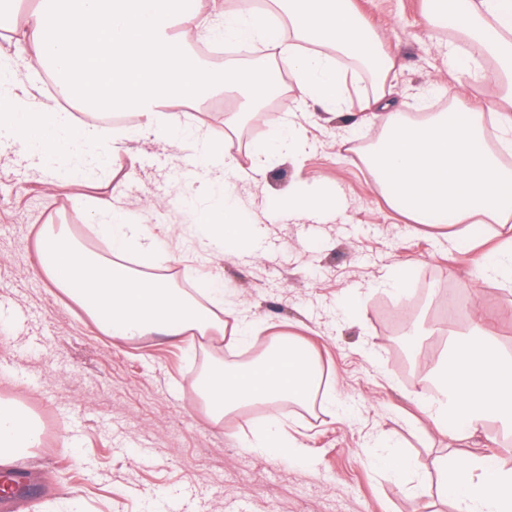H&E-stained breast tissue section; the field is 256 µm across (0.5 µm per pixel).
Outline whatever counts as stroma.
<instances>
[{
  "label": "stroma",
  "instance_id": "stroma-1",
  "mask_svg": "<svg viewBox=\"0 0 512 512\" xmlns=\"http://www.w3.org/2000/svg\"><path fill=\"white\" fill-rule=\"evenodd\" d=\"M356 2L379 37L400 48L390 89L401 111L422 94L492 107L491 83L460 85L449 74L447 36L427 26L423 0ZM22 34L18 24L0 35V55L17 63L20 92L56 105L42 76L23 65L29 49ZM235 107L221 94L195 102L191 118L246 168L271 130L254 117L230 122ZM344 124L313 113L305 124L308 155L279 158L263 183L238 184V208L259 249L232 258L203 243L177 204L185 190L182 149L166 140L127 139L108 165L88 170L69 191L58 187L66 168L49 178L19 153H0V305L27 316L19 326L0 324V398L16 401L45 442L15 461L38 475L36 498L20 512H453L437 495L378 475L369 462L377 436L396 443L422 473L445 454L496 453L512 467V437L495 422L467 439L445 435L416 400L424 373L475 321L512 354V285L481 279L486 247L451 249L432 228L391 208L360 159L380 128L365 125L354 144L344 141ZM298 181L342 190L345 210L292 223L267 219L269 194ZM116 186L123 189L116 204L130 222L162 241L157 273L186 289L196 279L221 278L224 304L251 320L256 349L282 332L307 340L332 391L355 411L326 410L317 398L306 407L254 406L213 420L196 378L209 364L233 362L226 339H116L53 288L39 270L38 228L66 225L87 250L104 253L92 217L73 198L106 197ZM400 270L402 293L392 283ZM272 417L298 444L295 455L248 448Z\"/></svg>",
  "mask_w": 512,
  "mask_h": 512
}]
</instances>
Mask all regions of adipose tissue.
Listing matches in <instances>:
<instances>
[{
    "label": "adipose tissue",
    "instance_id": "obj_1",
    "mask_svg": "<svg viewBox=\"0 0 512 512\" xmlns=\"http://www.w3.org/2000/svg\"><path fill=\"white\" fill-rule=\"evenodd\" d=\"M425 14L448 31V69L454 76L476 74L480 59L492 60L488 73L501 91L494 111L502 132L498 148L485 135V114L451 106L441 112L410 117L396 111L386 90L396 67L397 51L364 23L354 0H267L263 9L239 0L219 17L201 18L197 0H42L24 31L31 48L26 67L33 73L53 69L67 77L74 93L95 113L118 112L133 118L132 127L92 122L75 124L28 95L2 92L10 61H0V149L18 148L45 175L57 165L82 174L101 155L116 151L130 133L149 129L167 140L192 146L182 158L189 183L203 174L224 172V203L193 206L199 233L236 256L254 249V227L234 202L238 181L263 176L275 154L299 156L308 142L300 136V116L321 110L337 116L346 109L345 92L362 72L371 76L363 97L361 123L375 122L380 140L366 149L363 161L378 191L409 220L448 229V241L464 250L483 237L488 224L512 220V168L499 151H512V0H425ZM204 38L223 37L251 44L263 42L274 57L287 61L299 93V107L288 116L263 113L271 82L268 70L216 69L199 61L177 26ZM238 95L244 112H262L272 131L250 168L236 167L224 150L185 113L175 100H200L220 93ZM270 217L288 213L304 217L342 208L334 193L320 199L313 189L293 185L287 196H273ZM108 258H92L65 225H42L37 252L42 274L79 303L108 335L133 340L157 334L179 342L190 334L230 333L247 343L250 324L224 309L220 279L199 281L194 291L179 288L165 275L125 265L129 251L150 264L158 251L153 236L128 223L112 198L89 205ZM433 396H420L422 412L438 431L469 438L487 421L512 435V355L475 329L457 339L448 357L425 375ZM323 374L312 347L279 340L253 360L215 367L197 382L211 417L245 406L307 404L322 394ZM42 444L33 420L13 401L0 399V460L28 453ZM425 488H438L455 512H512V468L493 454L448 461L439 458L434 475L421 476Z\"/></svg>",
    "mask_w": 512,
    "mask_h": 512
}]
</instances>
